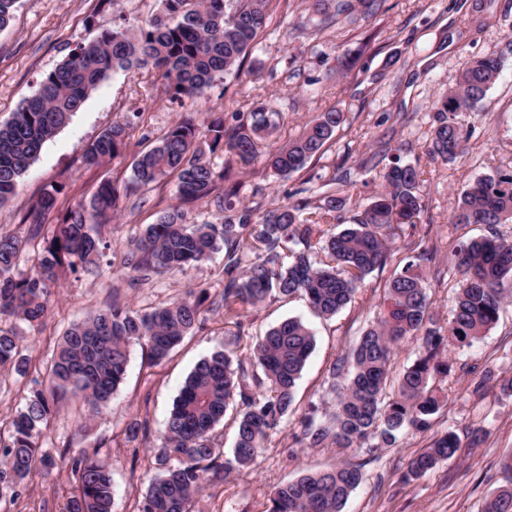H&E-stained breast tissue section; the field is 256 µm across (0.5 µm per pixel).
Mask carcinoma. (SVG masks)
<instances>
[{"label": "carcinoma", "instance_id": "obj_1", "mask_svg": "<svg viewBox=\"0 0 512 512\" xmlns=\"http://www.w3.org/2000/svg\"><path fill=\"white\" fill-rule=\"evenodd\" d=\"M270 0H160V10L132 28L118 17L96 23L98 36L75 47L38 83L12 118L0 124V205L16 194L45 142L64 127L112 73L150 69L171 98H193L216 79L243 66L259 34L269 25ZM381 0H310L309 8L326 26L355 7L372 16ZM498 56H477L448 84L433 107L425 153L433 161L453 162L473 134L467 122L496 83ZM281 113L267 102L237 112L234 123L215 113L206 124V140L195 120L184 117L149 149L136 156L133 186H149L168 175L177 178L182 203L206 201L214 210L199 224L183 223L181 206L164 209L131 241L122 259L133 283L154 274L184 273L224 249V287L211 296L200 287L164 305L134 309L112 302L88 319L73 323L46 361L48 382L33 380L24 404L0 431V503L20 498L27 477L68 460L76 487L64 512H112L114 486L98 450L48 447L39 438L52 413L65 401L80 400L90 415L100 413L125 375L130 347L138 344L149 359L162 361L205 314L224 310L242 318L270 299L306 296L314 312L329 319L347 306L365 278L387 264L402 227L409 225L414 255L386 284L383 311L357 344L334 363L331 389H339L336 411L320 422L309 418L297 437L306 448L335 445L361 448L376 438L392 447L404 429L426 432L445 403V383L456 375L447 352L471 345L492 328L512 302V239L498 225L512 221V172L472 180L453 206L457 224H484L479 240L451 243L460 274L448 325L438 324L422 263L429 261L427 232H419L423 211L420 187L425 169L401 163L384 167V189L353 222L344 214L347 176L336 178L312 203L306 198L261 210L235 201L238 186H224L228 167L211 156L224 153L242 169L258 156V147L278 128ZM343 121V113H320L299 137L268 151L266 164L281 176L303 169L323 153ZM132 121L104 130L85 150L87 167L100 165L127 146ZM64 186L43 190L29 215L25 237L0 233V368L26 378L33 357L22 346L24 333L41 331L49 312L51 288L78 267L94 263L107 248L100 227L119 210L111 182L101 183L87 204L59 212ZM36 244L34 272L18 273L23 243ZM291 262L281 264L282 252ZM417 343L418 356L392 375L395 349L405 339ZM315 334L299 318H288L251 342L244 357L228 348L214 351L192 370L167 419L160 448L154 451L156 474L138 512H190L192 502L233 471L253 465L272 432L293 410L294 391L315 348ZM233 411L232 457L215 446L213 432ZM457 435L447 431L413 457L406 479H417L454 456ZM360 466L343 460L334 467L304 473L274 489L266 512H342L360 484ZM484 512H512V487L495 493Z\"/></svg>", "mask_w": 512, "mask_h": 512}]
</instances>
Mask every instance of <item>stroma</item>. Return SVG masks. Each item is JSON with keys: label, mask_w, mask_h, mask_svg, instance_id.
<instances>
[{"label": "stroma", "mask_w": 512, "mask_h": 512, "mask_svg": "<svg viewBox=\"0 0 512 512\" xmlns=\"http://www.w3.org/2000/svg\"><path fill=\"white\" fill-rule=\"evenodd\" d=\"M308 0H278L271 23L261 35L241 74L216 81L202 95L171 99L152 75L131 70L111 75L56 136L47 141L22 176L18 191L0 206V231L19 230L20 218L42 191L64 185L60 208L89 202L99 184L109 181L126 190L117 219L103 229L108 247L95 266L78 269L53 289L47 327L26 345L37 360H47L66 328L112 302L146 308L184 296L200 284L213 292L223 287V253L176 275H155L130 285L121 259L144 225L176 201V179L169 176L144 188H132L133 160L153 146L185 113L204 123L209 113L232 116L267 100L281 112L273 137L282 145L295 139L321 112L338 110L344 120L322 157L290 177L274 174L257 157L240 174V199L264 209L286 202L301 190L317 199L338 169L352 181L348 215L383 189L380 171L393 157L402 162L423 159L430 139L431 105L467 62L497 55L502 67L495 85L470 117L474 134L455 162L428 165L421 187L422 223L431 230L434 258L426 267L429 293L439 324L451 315L457 282L455 259L448 250L454 239L465 241L486 232L482 224H457L451 204L474 178L512 171V0H383L371 18L341 15L321 27ZM159 10L157 0H19L11 24L0 30V123L11 119L38 82L77 45L97 31L89 18L119 16L138 25ZM134 119L130 144L100 166L82 162L87 146L113 123ZM410 236L399 237L387 265L368 275L351 303L336 316H315L302 295L272 300L248 315L249 334L236 338V327L223 314L208 315L201 329L184 338L161 363H151L133 346L127 373L114 398L93 421H85L82 403L71 402L52 418L47 441L78 448L99 447L112 472V512H138L153 473L151 450L181 386L196 364L213 351L231 347L245 352L252 337L290 317L314 331L316 347L298 380L294 411L288 424L274 432L256 463L210 486L193 505L194 512H265L277 485L305 471L332 467L348 459L359 464L361 484L342 512H483L487 498L512 484L503 459L512 454V304L498 322L471 347L455 350L454 359L468 373L449 379L448 403L434 417L430 432L404 431L389 448H303L294 437L308 416L328 419L337 396L329 388L330 371L362 332L374 325L386 283L410 253ZM495 383L480 386L485 371ZM146 421L147 435L126 438L132 419ZM454 431L456 454L415 480L405 477L411 457L433 437ZM75 480L65 464L34 472L21 497L6 512H62Z\"/></svg>", "instance_id": "1"}]
</instances>
